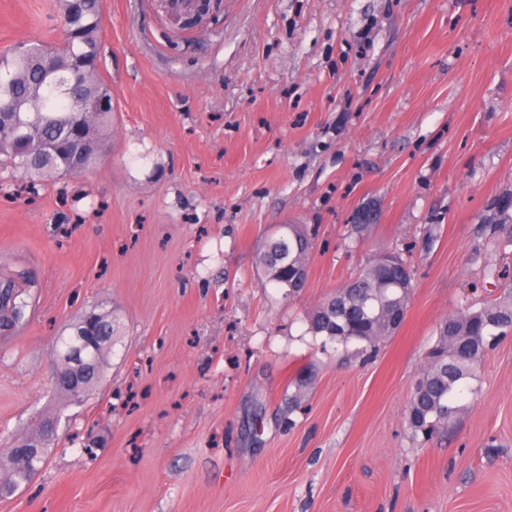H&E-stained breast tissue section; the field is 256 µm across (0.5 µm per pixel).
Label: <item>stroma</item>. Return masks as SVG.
<instances>
[{
	"mask_svg": "<svg viewBox=\"0 0 512 512\" xmlns=\"http://www.w3.org/2000/svg\"><path fill=\"white\" fill-rule=\"evenodd\" d=\"M103 4L100 163L33 189L0 171V280L31 295L0 336V457L56 404L54 336L95 305L126 335L0 512H512V336L448 432L405 419L439 323L497 296L490 269L512 281L478 233L512 195V0H222L195 29ZM61 38L59 0H0V52ZM286 222L314 236L292 299L256 262ZM395 247L399 331L371 357L312 337Z\"/></svg>",
	"mask_w": 512,
	"mask_h": 512,
	"instance_id": "stroma-1",
	"label": "stroma"
}]
</instances>
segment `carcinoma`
<instances>
[{
	"label": "carcinoma",
	"instance_id": "1",
	"mask_svg": "<svg viewBox=\"0 0 512 512\" xmlns=\"http://www.w3.org/2000/svg\"><path fill=\"white\" fill-rule=\"evenodd\" d=\"M59 7L62 43L47 46L26 41L0 52V96L7 94L24 108L13 123L0 117V170H20L33 185L93 169L99 158L86 156L77 161L68 143L81 124L87 137L108 138L114 116L110 110L88 112V102L106 86L100 70L84 77L85 102L72 101L66 91L74 59H101L102 0H59ZM44 50L56 62L51 74L45 73L39 60ZM511 210L512 198L506 197L498 206L502 222L482 227V232L505 247L512 246V224L505 223ZM281 230L284 234L265 241L257 259L266 280L286 289L291 298L305 286L312 241L297 224H283ZM412 291L411 266L401 253L384 251L309 314L308 332L338 347L357 343L358 352H374L400 328ZM27 307L26 298L10 285L1 288L0 329L21 322ZM96 314L112 328V346L98 353L81 397L74 396L69 384L53 381V393L70 405L83 404L102 383L113 346L124 337L123 324L114 312L100 307ZM511 333L512 284L495 300L478 307L469 305L440 323L407 407L406 421L414 439L428 440L458 417L465 408L461 404L465 393L474 391L471 381L477 378L485 353ZM57 437L55 433L47 438L35 461L28 460L20 447L10 448L7 459L0 462L4 470L0 494L29 484L47 464Z\"/></svg>",
	"mask_w": 512,
	"mask_h": 512
}]
</instances>
